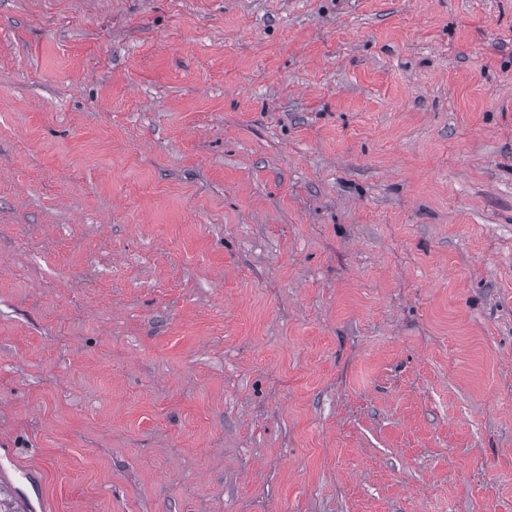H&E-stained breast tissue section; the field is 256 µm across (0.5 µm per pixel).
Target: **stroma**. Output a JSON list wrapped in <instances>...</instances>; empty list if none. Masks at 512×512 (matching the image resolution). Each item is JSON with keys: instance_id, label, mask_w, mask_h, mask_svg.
I'll return each instance as SVG.
<instances>
[{"instance_id": "stroma-1", "label": "stroma", "mask_w": 512, "mask_h": 512, "mask_svg": "<svg viewBox=\"0 0 512 512\" xmlns=\"http://www.w3.org/2000/svg\"><path fill=\"white\" fill-rule=\"evenodd\" d=\"M0 448L50 512H512V0H0Z\"/></svg>"}]
</instances>
